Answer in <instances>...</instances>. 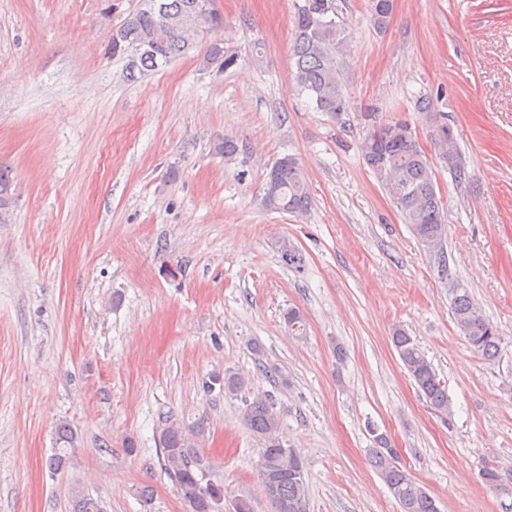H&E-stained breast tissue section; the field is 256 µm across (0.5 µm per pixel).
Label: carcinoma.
Here are the masks:
<instances>
[{"mask_svg": "<svg viewBox=\"0 0 512 512\" xmlns=\"http://www.w3.org/2000/svg\"><path fill=\"white\" fill-rule=\"evenodd\" d=\"M166 7L164 26L146 6H141L119 28L122 43L111 42L112 55H123L134 42L151 45V51L133 57L127 77L131 80L187 54L198 43L207 44V59L224 55V40L215 37L224 31V18H197L196 0H161ZM393 12V0H370V21L379 32L387 29ZM348 27L337 0H297L294 12V80L308 92L318 111L333 118L349 110L336 53L347 37ZM422 121L429 129L433 144L443 149L448 171L456 184L469 182L466 164L456 149L448 115L439 112L425 97L419 100ZM371 116L361 143L364 163L398 208L403 222L430 255L439 258L441 272L450 273L444 255L448 224L441 198L435 188V173L419 143L418 135L407 132L401 120L381 122ZM15 204L16 183L10 170L0 167V202ZM263 205L270 210L303 214L311 206V195L304 169L291 155L279 159L266 175ZM281 259L290 268L304 262L299 249L290 241L281 244ZM451 313L456 327L469 345L486 360H494L500 351L502 336L498 327L477 307L466 288L452 292ZM391 340L417 391L431 410L451 414L448 389L425 352L404 329L396 328ZM213 381L222 385L224 394L236 396L245 391L247 381L240 373L224 371ZM243 420L261 441L258 475L263 492L273 512H309L305 463L296 449L286 445L281 436L280 415L271 396H257L246 402ZM205 432L204 424L185 425L175 419L164 420L159 431L164 466L173 478L178 494L189 512H216L224 499V483L206 477L208 464L199 454L197 438ZM77 435L67 424L58 427L55 448L47 465L53 471L67 468ZM370 463L399 504L400 512H438L435 499L409 471L398 464L384 435H375ZM489 489L512 497V484L504 481L495 468L483 472ZM71 512H104L101 500L86 494L79 484L71 489Z\"/></svg>", "mask_w": 512, "mask_h": 512, "instance_id": "obj_1", "label": "carcinoma"}]
</instances>
